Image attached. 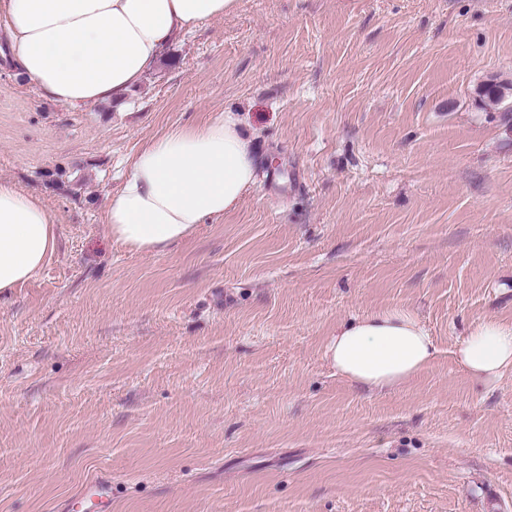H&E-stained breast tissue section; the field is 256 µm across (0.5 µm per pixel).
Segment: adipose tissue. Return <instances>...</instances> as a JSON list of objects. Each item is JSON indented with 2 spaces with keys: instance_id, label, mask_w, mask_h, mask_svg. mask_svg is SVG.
Masks as SVG:
<instances>
[{
  "instance_id": "obj_1",
  "label": "adipose tissue",
  "mask_w": 512,
  "mask_h": 512,
  "mask_svg": "<svg viewBox=\"0 0 512 512\" xmlns=\"http://www.w3.org/2000/svg\"><path fill=\"white\" fill-rule=\"evenodd\" d=\"M235 7L236 0H0V24L15 65L39 95L78 108L123 101L177 37ZM257 165L253 141L232 113L166 130L137 152L109 199L113 241L160 253L191 238L237 208ZM57 244L42 200L0 179V294L36 276ZM434 354L429 331L402 307L343 323L325 348L340 375L376 389L400 386ZM456 356L473 378L500 379L512 370V322H472Z\"/></svg>"
}]
</instances>
